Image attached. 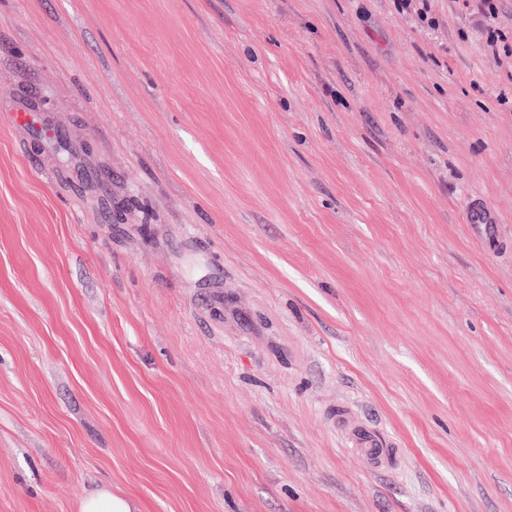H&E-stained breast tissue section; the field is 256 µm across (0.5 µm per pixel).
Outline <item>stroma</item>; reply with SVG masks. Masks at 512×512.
<instances>
[{
	"instance_id": "35a3bbf8",
	"label": "stroma",
	"mask_w": 512,
	"mask_h": 512,
	"mask_svg": "<svg viewBox=\"0 0 512 512\" xmlns=\"http://www.w3.org/2000/svg\"><path fill=\"white\" fill-rule=\"evenodd\" d=\"M427 7L0 0V512H512V0ZM467 224H471L473 228L479 230V237H481L490 248H496L498 240L493 237L490 224H499V218L495 211L485 207L481 203H474L467 215ZM355 441L363 454L373 462L376 468L391 467L390 454L384 450L383 445L378 440L364 434H358L355 436ZM77 512H141L139 503L129 497L101 490L85 497L77 506Z\"/></svg>"
}]
</instances>
